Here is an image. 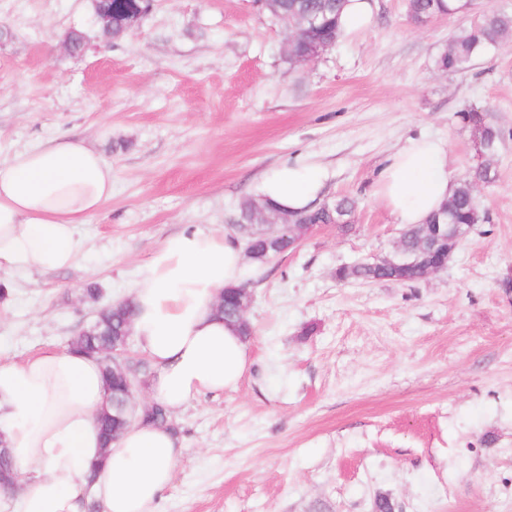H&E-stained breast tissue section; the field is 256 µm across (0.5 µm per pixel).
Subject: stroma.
I'll return each mask as SVG.
<instances>
[{"label":"stroma","instance_id":"obj_1","mask_svg":"<svg viewBox=\"0 0 512 512\" xmlns=\"http://www.w3.org/2000/svg\"><path fill=\"white\" fill-rule=\"evenodd\" d=\"M475 3L419 24L406 0H376L366 31L297 66L253 0H155L120 41L94 0H0V158L65 134L112 164L75 266L0 273V357L67 348L159 246L232 232L290 159L328 170L323 202H357L348 233L319 226L249 281L252 365L168 416L183 451L159 512H375L381 496L396 512H512V41L436 66L458 28L512 9ZM74 29L80 55L63 46ZM487 105L504 131L475 189L487 222L418 281H338L395 250L401 226L373 194L385 158L424 132L459 178L477 159L458 114Z\"/></svg>","mask_w":512,"mask_h":512}]
</instances>
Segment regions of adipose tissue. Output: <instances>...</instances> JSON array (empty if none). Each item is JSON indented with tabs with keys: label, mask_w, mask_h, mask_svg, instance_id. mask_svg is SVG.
Returning a JSON list of instances; mask_svg holds the SVG:
<instances>
[{
	"label": "adipose tissue",
	"mask_w": 512,
	"mask_h": 512,
	"mask_svg": "<svg viewBox=\"0 0 512 512\" xmlns=\"http://www.w3.org/2000/svg\"><path fill=\"white\" fill-rule=\"evenodd\" d=\"M328 179L298 157L266 174L258 192L280 211L313 207ZM448 145L419 135L379 167L374 194L398 224H420L452 195ZM112 197V165L57 137L0 159V272L72 267L88 223ZM252 266L237 237L184 230L157 248L132 288V328L153 373L148 395L178 413L205 393L237 389L249 364L237 325L215 311L221 291ZM105 395L100 362L67 350L0 358V438L18 472L19 512H158L180 453L166 427L139 419L103 447L96 417Z\"/></svg>",
	"instance_id": "1"
}]
</instances>
